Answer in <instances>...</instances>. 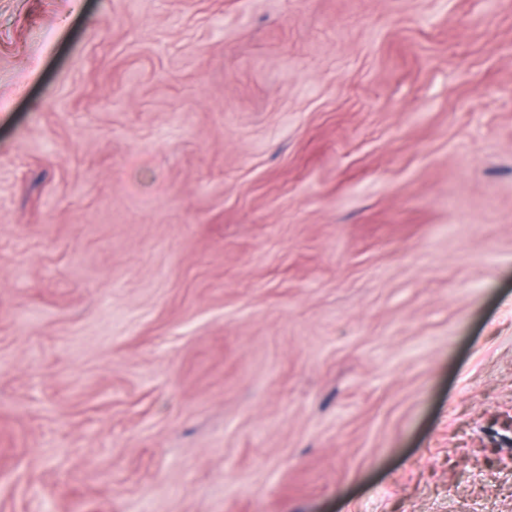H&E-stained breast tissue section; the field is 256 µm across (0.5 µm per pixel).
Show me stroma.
I'll list each match as a JSON object with an SVG mask.
<instances>
[{
    "label": "stroma",
    "mask_w": 512,
    "mask_h": 512,
    "mask_svg": "<svg viewBox=\"0 0 512 512\" xmlns=\"http://www.w3.org/2000/svg\"><path fill=\"white\" fill-rule=\"evenodd\" d=\"M0 512H512V0H0Z\"/></svg>",
    "instance_id": "stroma-1"
}]
</instances>
